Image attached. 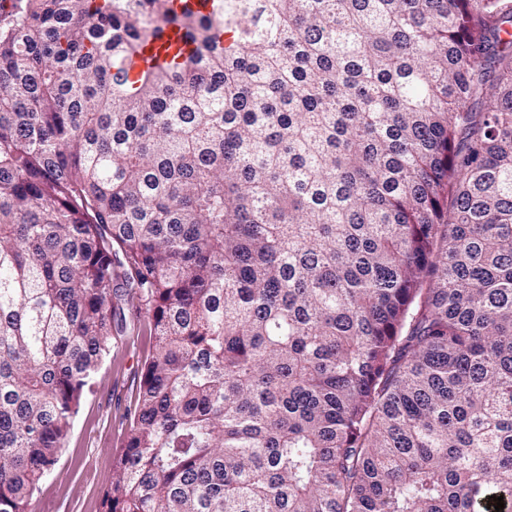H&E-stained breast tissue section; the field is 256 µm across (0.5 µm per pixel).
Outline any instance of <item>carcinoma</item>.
Listing matches in <instances>:
<instances>
[{
  "label": "carcinoma",
  "mask_w": 512,
  "mask_h": 512,
  "mask_svg": "<svg viewBox=\"0 0 512 512\" xmlns=\"http://www.w3.org/2000/svg\"><path fill=\"white\" fill-rule=\"evenodd\" d=\"M134 300L102 512H512V0H0V512ZM167 40L168 39L165 38V40L163 42H165ZM163 42L162 41H153V39H150L148 41V49L152 48V50L147 52V55L145 56V58L143 60H139L135 64L132 65V67L129 70V75L131 78L134 75H136L138 73V71L142 67H144V65L146 63L150 64L155 60L162 61V59L165 57L166 54L171 56L177 52H179L183 56H187V55L191 54L195 48L194 45L189 42H186L183 40L174 42V39H173L172 46H171V49L169 50V52H166V50L164 48L161 50L160 55H159V49L161 48V45L163 44Z\"/></svg>",
  "instance_id": "cac0c4a2"
}]
</instances>
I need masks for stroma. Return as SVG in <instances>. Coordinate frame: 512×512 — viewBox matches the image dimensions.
<instances>
[{
    "mask_svg": "<svg viewBox=\"0 0 512 512\" xmlns=\"http://www.w3.org/2000/svg\"><path fill=\"white\" fill-rule=\"evenodd\" d=\"M151 346L145 311L127 305L123 331L113 336L63 456L35 492L30 512H102L101 497L114 476L113 452L128 427Z\"/></svg>",
    "mask_w": 512,
    "mask_h": 512,
    "instance_id": "obj_1",
    "label": "stroma"
}]
</instances>
